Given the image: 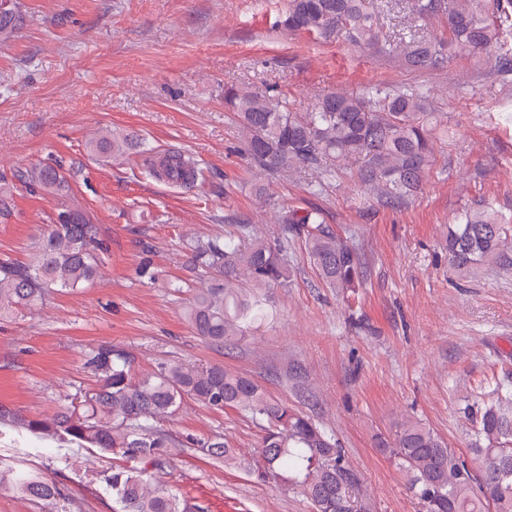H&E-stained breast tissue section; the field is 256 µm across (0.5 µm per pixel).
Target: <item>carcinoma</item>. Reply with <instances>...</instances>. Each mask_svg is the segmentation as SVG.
Listing matches in <instances>:
<instances>
[{
  "mask_svg": "<svg viewBox=\"0 0 512 512\" xmlns=\"http://www.w3.org/2000/svg\"><path fill=\"white\" fill-rule=\"evenodd\" d=\"M0 44L11 41L25 23L19 0H0ZM409 12L445 22L448 37L409 41L382 33L378 0H288L277 27L325 43L348 42L401 57L411 70L441 67L456 52H498L512 66V0H409ZM224 106L235 113L243 149L252 166L284 175L297 169L323 171L358 165L362 184L395 202L419 190L432 158L431 117L424 97L386 87L363 94H328L308 112H293L274 88H224ZM145 157L149 174L179 187H198L204 174L191 155H163L143 146L127 130L100 129L90 150L120 157L133 148ZM28 184L53 196L56 220L41 225L26 262L0 260V313L34 309L53 293L75 291L99 275L109 245L100 225L71 196L60 168L42 164L28 173ZM278 223L304 239L323 282L346 291L359 285L362 256L325 223L316 209L290 208ZM488 204L463 210L448 227V263L468 278L482 266L512 260V230ZM190 263L212 272L221 284L197 292L187 309L192 332L222 345L268 318L271 305L262 288H285L294 276L285 247L255 240L247 246L211 238L190 248ZM85 368L99 384L78 401L59 406L45 418H29L0 404V427L26 431L58 448H95L120 454L126 465L103 470L100 481L112 490L113 512H205L154 482L153 474L171 464L179 443L160 425L185 398L215 410L234 409L264 430L258 478H280L303 490L314 512H372L360 472L336 439L309 416L275 400L252 378L212 365L202 369L162 363L138 377L132 358L110 344L88 346ZM497 399L476 407L474 460L448 447L431 428L406 420L393 441L379 450L398 461L411 494L426 512H512V389L495 388ZM187 442L226 463L235 460L224 438L190 437ZM22 497L52 501L55 484L27 471H0V488Z\"/></svg>",
  "mask_w": 512,
  "mask_h": 512,
  "instance_id": "cac0c4a2",
  "label": "carcinoma"
}]
</instances>
